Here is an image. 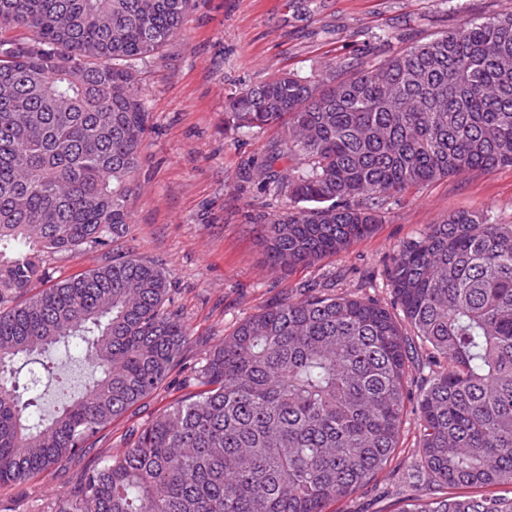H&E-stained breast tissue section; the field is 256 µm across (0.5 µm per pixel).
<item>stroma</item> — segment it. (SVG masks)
<instances>
[{
	"label": "stroma",
	"mask_w": 512,
	"mask_h": 512,
	"mask_svg": "<svg viewBox=\"0 0 512 512\" xmlns=\"http://www.w3.org/2000/svg\"><path fill=\"white\" fill-rule=\"evenodd\" d=\"M510 12L512 0H193L160 54L136 61L150 129L129 202L127 245L169 275L173 308L196 338L183 357L187 369L201 366L206 351L242 320L310 283L391 302V257L450 213L477 211L512 224V167L469 171L396 192L382 224L339 255L274 270L265 261L261 226L285 211L288 199L257 168L282 133L227 129V97L285 72L318 76L332 68L345 76L350 63L372 64L387 50L466 20ZM190 391L184 371H174L66 469L20 488L0 487V512H45L73 474L121 451L134 429ZM417 437L411 413L389 466L326 512H393L414 495L408 474Z\"/></svg>",
	"instance_id": "1"
}]
</instances>
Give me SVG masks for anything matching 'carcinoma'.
Returning <instances> with one entry per match:
<instances>
[{
	"label": "carcinoma",
	"mask_w": 512,
	"mask_h": 512,
	"mask_svg": "<svg viewBox=\"0 0 512 512\" xmlns=\"http://www.w3.org/2000/svg\"><path fill=\"white\" fill-rule=\"evenodd\" d=\"M192 0H0V485L95 445L156 391L192 333L170 280L132 250L58 280L57 252L130 232L149 129L133 62ZM352 74L284 73L233 93L224 124L278 127L266 176L289 207L270 266L344 252L410 185L512 166V13L467 20ZM301 165L279 174L282 156ZM393 302L303 288L206 352L197 391L103 455L50 512H325L391 462L418 390L417 471L397 512H512V224L458 211L401 246ZM95 376L42 412L60 345Z\"/></svg>",
	"instance_id": "carcinoma-1"
}]
</instances>
